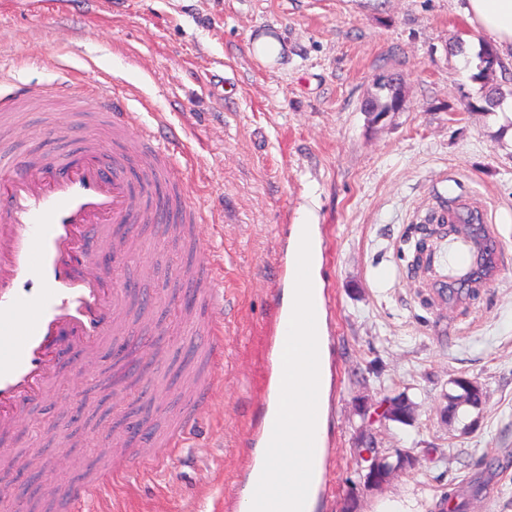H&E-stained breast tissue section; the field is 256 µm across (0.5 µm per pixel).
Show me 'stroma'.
<instances>
[{"label":"stroma","mask_w":512,"mask_h":512,"mask_svg":"<svg viewBox=\"0 0 512 512\" xmlns=\"http://www.w3.org/2000/svg\"><path fill=\"white\" fill-rule=\"evenodd\" d=\"M262 36L284 43L280 57L258 59ZM486 40L455 0H48L34 11L0 0V96L62 79L75 94L14 113L0 157L75 151L77 138L38 130L108 80L137 131L162 138L172 179L203 211L191 238L161 241L145 225L129 248L127 300L150 302L148 332H166L145 398L88 389L112 364L108 341L92 374L63 359L51 396L26 406L15 449L51 472L39 496L102 468L90 440L139 408L153 438L144 467L86 512H218L240 501L265 413L277 257L309 212L323 240L333 372L319 512H374L382 500L440 512L448 498L466 512H512V114L472 109ZM385 71L404 76L407 102L374 121L361 106ZM459 194L488 208L504 265L490 287L447 305L440 269L416 264L414 218ZM205 250L224 255V361L211 370L207 413L174 453L163 435L182 406L172 376L191 356L182 297L194 285L158 265ZM460 376L477 382L480 402L445 415ZM387 397L405 399L410 422L363 407ZM368 438L418 466L367 487Z\"/></svg>","instance_id":"obj_1"}]
</instances>
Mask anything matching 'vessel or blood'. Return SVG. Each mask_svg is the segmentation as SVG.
Instances as JSON below:
<instances>
[{"label":"vessel or blood","instance_id":"b4317fda","mask_svg":"<svg viewBox=\"0 0 512 512\" xmlns=\"http://www.w3.org/2000/svg\"><path fill=\"white\" fill-rule=\"evenodd\" d=\"M96 107L108 114L114 129L132 127L131 113L111 97L99 98ZM161 174L147 168L130 177L125 158L113 154L110 142L90 137L73 153L15 156L0 165V432L11 430L24 407L44 397L62 359L60 337L81 356L112 335L120 294L91 271L97 250H111L112 264L119 268L127 250L117 241L135 225L154 224L166 234L171 224L196 217L189 190L170 211L153 205ZM422 220L439 225L446 243L436 257L448 268L436 284L441 300L454 299L467 273L499 262L496 227L486 206L459 196L446 206L425 207ZM198 261L207 273L197 290L205 309L200 348L220 362L224 289L213 255L200 254ZM212 388L207 379L194 383L165 439L169 448L182 447ZM133 470L129 463L109 466L86 482L61 486L53 497L62 512H81L90 498Z\"/></svg>","mask_w":512,"mask_h":512}]
</instances>
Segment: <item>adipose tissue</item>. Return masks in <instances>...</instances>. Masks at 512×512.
Segmentation results:
<instances>
[{"instance_id": "1", "label": "adipose tissue", "mask_w": 512, "mask_h": 512, "mask_svg": "<svg viewBox=\"0 0 512 512\" xmlns=\"http://www.w3.org/2000/svg\"><path fill=\"white\" fill-rule=\"evenodd\" d=\"M459 10L475 30L493 39L500 59L512 65V0H463Z\"/></svg>"}]
</instances>
